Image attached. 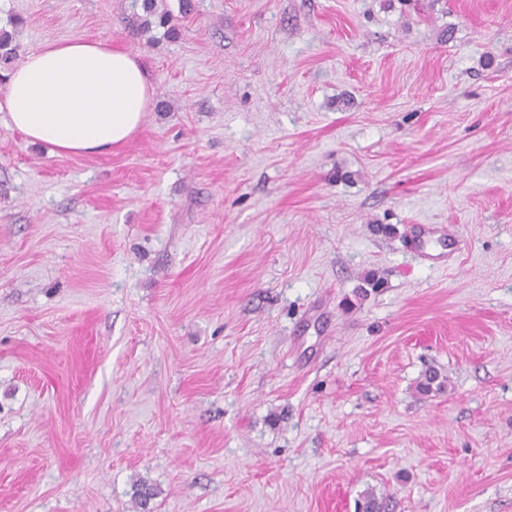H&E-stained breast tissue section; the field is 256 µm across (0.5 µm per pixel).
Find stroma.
Segmentation results:
<instances>
[{"label":"stroma","instance_id":"35a3bbf8","mask_svg":"<svg viewBox=\"0 0 512 512\" xmlns=\"http://www.w3.org/2000/svg\"><path fill=\"white\" fill-rule=\"evenodd\" d=\"M131 3L0 0L154 86L109 153L0 119V512H512V0ZM142 9L145 15L137 17V27L142 31H148L153 24L165 27L169 24V16L166 12H158L155 0H142Z\"/></svg>","mask_w":512,"mask_h":512}]
</instances>
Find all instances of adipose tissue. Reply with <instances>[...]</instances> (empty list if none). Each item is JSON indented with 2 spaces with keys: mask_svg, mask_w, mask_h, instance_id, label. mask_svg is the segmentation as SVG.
<instances>
[{
  "mask_svg": "<svg viewBox=\"0 0 512 512\" xmlns=\"http://www.w3.org/2000/svg\"><path fill=\"white\" fill-rule=\"evenodd\" d=\"M152 96L138 54L77 37L28 54L7 77L0 112L30 144L60 155L99 154L135 135Z\"/></svg>",
  "mask_w": 512,
  "mask_h": 512,
  "instance_id": "ef3b65f1",
  "label": "adipose tissue"
}]
</instances>
